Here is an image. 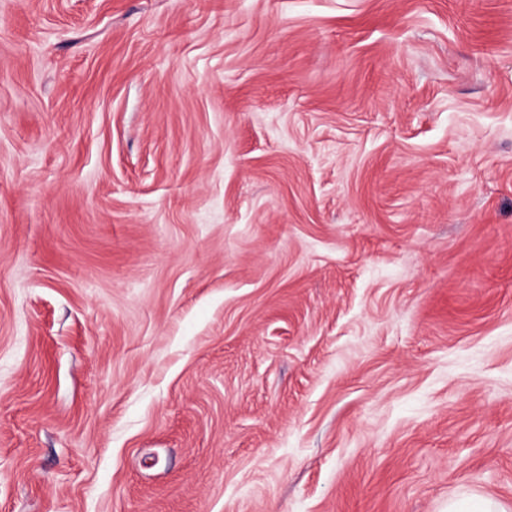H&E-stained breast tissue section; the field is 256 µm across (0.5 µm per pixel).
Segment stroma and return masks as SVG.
I'll return each mask as SVG.
<instances>
[{"mask_svg":"<svg viewBox=\"0 0 512 512\" xmlns=\"http://www.w3.org/2000/svg\"><path fill=\"white\" fill-rule=\"evenodd\" d=\"M512 512V0H0V512ZM448 512H504L488 498L461 497L448 504Z\"/></svg>","mask_w":512,"mask_h":512,"instance_id":"obj_1","label":"stroma"}]
</instances>
